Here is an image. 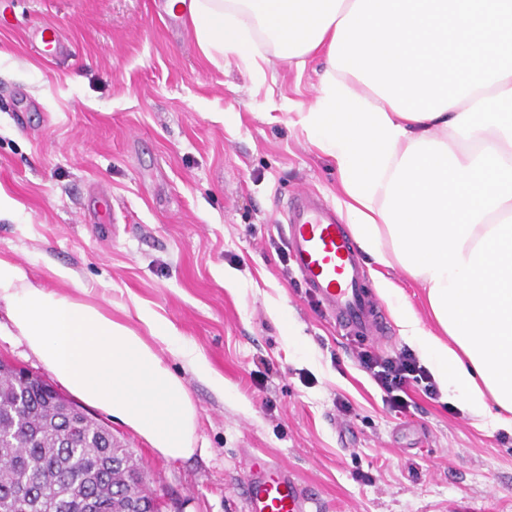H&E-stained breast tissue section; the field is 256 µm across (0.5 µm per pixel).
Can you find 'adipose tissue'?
Wrapping results in <instances>:
<instances>
[{
  "instance_id": "obj_1",
  "label": "adipose tissue",
  "mask_w": 512,
  "mask_h": 512,
  "mask_svg": "<svg viewBox=\"0 0 512 512\" xmlns=\"http://www.w3.org/2000/svg\"><path fill=\"white\" fill-rule=\"evenodd\" d=\"M211 61L264 75L272 59L324 58L299 122L339 173L341 210L376 263L425 289L427 329L396 298L404 340L448 400L512 431V0H189ZM26 281L0 255V303L13 335L77 398L162 457L196 452L198 411L164 361L174 325L135 305L137 326L63 290Z\"/></svg>"
}]
</instances>
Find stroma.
Masks as SVG:
<instances>
[{"mask_svg": "<svg viewBox=\"0 0 512 512\" xmlns=\"http://www.w3.org/2000/svg\"><path fill=\"white\" fill-rule=\"evenodd\" d=\"M164 3L0 0V188L18 203L0 220V254L36 287L48 286L47 265L69 268L113 317L151 307L224 378L215 392L164 356L198 410L187 459L96 418L127 442L162 512H246L251 459L288 468L316 512H512V432L478 427L420 386L408 413L389 412L358 354L406 350L396 323L382 339L345 336L283 273L289 200L338 207L336 167L297 123L321 60L256 80L205 58L188 20L168 32ZM46 23L65 46L52 60L34 40ZM364 268L368 288L391 280L435 328L402 268ZM0 358L50 375L2 304Z\"/></svg>", "mask_w": 512, "mask_h": 512, "instance_id": "35a3bbf8", "label": "stroma"}]
</instances>
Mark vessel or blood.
I'll return each instance as SVG.
<instances>
[{
    "label": "vessel or blood",
    "mask_w": 512,
    "mask_h": 512,
    "mask_svg": "<svg viewBox=\"0 0 512 512\" xmlns=\"http://www.w3.org/2000/svg\"><path fill=\"white\" fill-rule=\"evenodd\" d=\"M45 55L57 58L64 50L53 24L37 33ZM286 243L309 288L339 325L358 336L386 334V318L366 289L362 259L345 225L336 223L317 205L297 203L290 209ZM248 512H313L312 501L298 488L287 468L256 462L244 485Z\"/></svg>",
    "instance_id": "obj_1"
}]
</instances>
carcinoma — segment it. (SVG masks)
I'll use <instances>...</instances> for the list:
<instances>
[{"mask_svg":"<svg viewBox=\"0 0 512 512\" xmlns=\"http://www.w3.org/2000/svg\"><path fill=\"white\" fill-rule=\"evenodd\" d=\"M79 473L74 483L69 475ZM152 498L133 453L102 421L24 369L0 374V512H126Z\"/></svg>","mask_w":512,"mask_h":512,"instance_id":"1","label":"carcinoma"}]
</instances>
